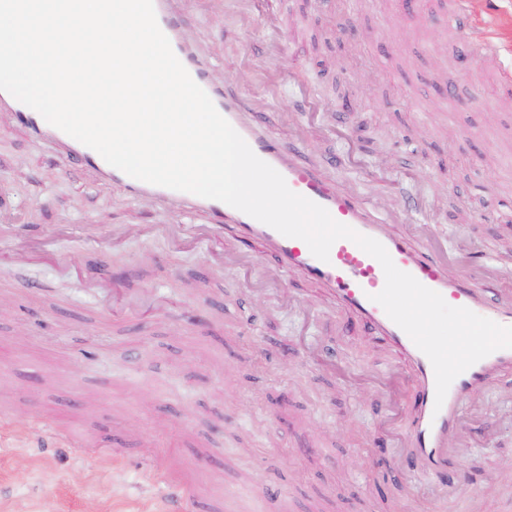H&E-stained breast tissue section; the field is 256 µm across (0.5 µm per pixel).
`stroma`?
<instances>
[{
  "label": "stroma",
  "instance_id": "stroma-1",
  "mask_svg": "<svg viewBox=\"0 0 512 512\" xmlns=\"http://www.w3.org/2000/svg\"><path fill=\"white\" fill-rule=\"evenodd\" d=\"M448 0H260L230 18L225 0H186L192 40L230 89L263 108L271 134L299 132L297 159L354 186L379 217L407 192L431 199L453 262L508 273L512 291V91L491 58L467 65ZM512 58V0H472ZM452 95H445V87ZM350 100L358 135L336 131ZM491 214L488 223L480 214ZM0 512H162L165 469L196 485L187 512H499L512 464V391L494 384L464 408L466 490L439 500L432 478L389 483L378 456L411 423L414 385L377 336L354 330L319 288L265 280L220 233L168 238L208 214L127 197L0 116ZM100 231L98 243L83 238ZM118 443L123 463L58 446L53 428Z\"/></svg>",
  "mask_w": 512,
  "mask_h": 512
}]
</instances>
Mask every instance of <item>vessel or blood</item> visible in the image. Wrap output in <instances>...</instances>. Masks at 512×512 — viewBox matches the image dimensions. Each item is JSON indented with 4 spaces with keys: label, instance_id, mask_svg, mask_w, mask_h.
Masks as SVG:
<instances>
[{
    "label": "vessel or blood",
    "instance_id": "obj_1",
    "mask_svg": "<svg viewBox=\"0 0 512 512\" xmlns=\"http://www.w3.org/2000/svg\"><path fill=\"white\" fill-rule=\"evenodd\" d=\"M157 22L168 37L172 50L192 79L208 94L219 113L248 143L253 152L276 169L288 187L328 210L342 224L381 242L396 267L413 275L422 285L440 293L454 307H465L503 326H512V293H493L476 287L479 279L491 276L492 262L472 255L466 261L465 275L448 271V256L438 246L421 248L414 237L388 230V223L404 224L427 214L430 202L416 195L403 196L390 221L373 217L365 198L358 192L337 189L314 169L296 164L300 137H272L259 123L251 120L255 107L251 99L226 94L223 82L216 79L211 65L189 45L185 18L171 6V0H154ZM469 0H456L448 24L458 29L473 55L492 48L490 38L474 41L468 25ZM11 113L16 124L33 138L56 143L67 159L79 160L106 183L122 185L128 196L137 200L205 210L231 224L237 238L271 250L276 272L296 273L308 282L327 289L339 308L351 312L367 333L384 336L389 351L410 369L415 382L413 423L408 433L402 461V473L422 472L436 477L442 488L463 484L466 477L457 466L460 449L457 437L461 429V407L477 391L497 381L503 370H512V349H501L481 359L451 384L443 404H436L433 366L428 357L397 326L383 308L373 301L385 285L381 264L354 242H334L328 261L314 257L307 244L280 234L270 226L216 200L176 191L134 179L109 165L96 151L47 123L35 110L0 91V112Z\"/></svg>",
    "mask_w": 512,
    "mask_h": 512
}]
</instances>
